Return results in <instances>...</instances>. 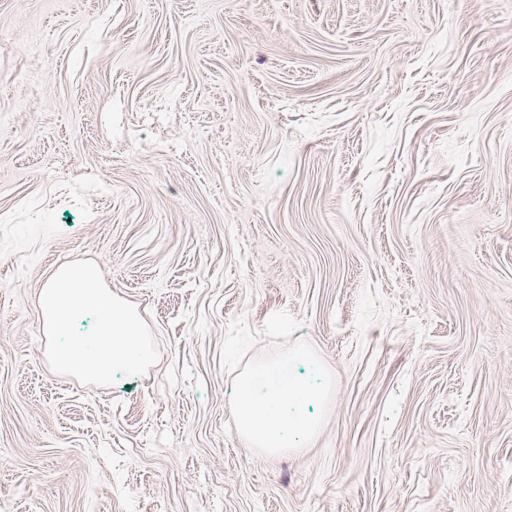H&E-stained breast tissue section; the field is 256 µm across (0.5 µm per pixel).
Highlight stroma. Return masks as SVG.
I'll return each instance as SVG.
<instances>
[{
	"label": "stroma",
	"instance_id": "35a3bbf8",
	"mask_svg": "<svg viewBox=\"0 0 512 512\" xmlns=\"http://www.w3.org/2000/svg\"><path fill=\"white\" fill-rule=\"evenodd\" d=\"M76 260L146 375L49 367ZM281 309L336 388L264 456ZM0 512H512V0H0Z\"/></svg>",
	"mask_w": 512,
	"mask_h": 512
}]
</instances>
